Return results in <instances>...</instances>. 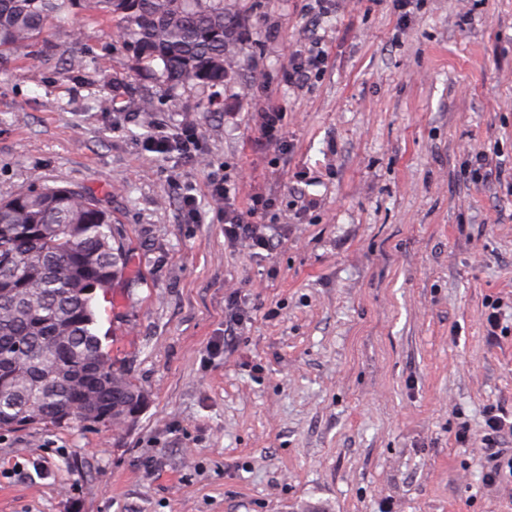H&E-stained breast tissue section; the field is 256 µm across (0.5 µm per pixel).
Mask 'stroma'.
Masks as SVG:
<instances>
[{"mask_svg": "<svg viewBox=\"0 0 512 512\" xmlns=\"http://www.w3.org/2000/svg\"><path fill=\"white\" fill-rule=\"evenodd\" d=\"M237 2L247 37L214 86L165 94L87 0L0 71V199H103L132 264L99 330L146 397L119 431L0 430V512H512V485L486 486L477 443L454 440L464 421L481 434L485 406L512 414V0L406 17L392 0ZM316 41L320 77L288 86ZM274 108L284 154L256 141ZM183 124L195 159L147 151ZM482 149L499 179L463 182ZM224 177L238 203L275 201L265 260L224 240L208 193ZM234 292L252 317L228 345ZM496 301L509 328L491 337Z\"/></svg>", "mask_w": 512, "mask_h": 512, "instance_id": "1", "label": "stroma"}]
</instances>
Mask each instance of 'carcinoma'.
<instances>
[{
  "instance_id": "obj_1",
  "label": "carcinoma",
  "mask_w": 512,
  "mask_h": 512,
  "mask_svg": "<svg viewBox=\"0 0 512 512\" xmlns=\"http://www.w3.org/2000/svg\"><path fill=\"white\" fill-rule=\"evenodd\" d=\"M143 75L169 92L224 81L237 65L229 0H91ZM77 0H0V61L23 59ZM129 258L94 195L42 185L0 200V430L24 417L120 428L145 402L98 335L96 290Z\"/></svg>"
}]
</instances>
